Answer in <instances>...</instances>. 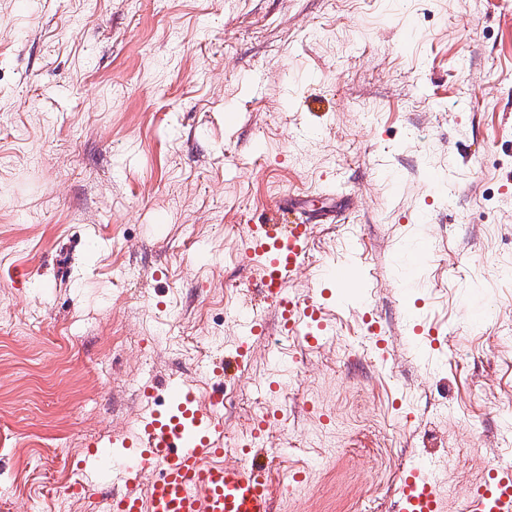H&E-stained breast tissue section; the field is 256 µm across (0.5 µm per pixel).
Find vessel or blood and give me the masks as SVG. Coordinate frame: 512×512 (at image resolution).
Wrapping results in <instances>:
<instances>
[{
    "mask_svg": "<svg viewBox=\"0 0 512 512\" xmlns=\"http://www.w3.org/2000/svg\"><path fill=\"white\" fill-rule=\"evenodd\" d=\"M310 225L282 223L268 218L250 227L248 252L258 268L259 305H247L240 321L245 338L267 335L260 306L274 309L281 329L316 349L335 328L322 315L317 300L302 301L288 286L307 255ZM352 259L323 266L320 279L328 285L347 281ZM148 402L141 433L132 451L111 456L108 448L92 445L90 468L81 491L95 488L111 477L118 490L113 512H272L269 472L263 451L243 449L237 464H224V423L215 408L224 402L223 390L213 393L211 404H199L185 378L165 380L161 392L147 390ZM150 469L154 477L140 486L138 475ZM398 512H441V503L428 471L408 472L401 488ZM465 512H512V469L494 472L467 501Z\"/></svg>",
    "mask_w": 512,
    "mask_h": 512,
    "instance_id": "obj_1",
    "label": "vessel or blood"
}]
</instances>
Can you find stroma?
<instances>
[{"label": "stroma", "instance_id": "stroma-1", "mask_svg": "<svg viewBox=\"0 0 512 512\" xmlns=\"http://www.w3.org/2000/svg\"><path fill=\"white\" fill-rule=\"evenodd\" d=\"M289 200L334 216L295 297L361 246L315 350L237 329L249 227ZM409 237L430 365L401 313ZM243 344L245 370L205 369ZM172 373L224 386L229 463L280 376L274 512H394L421 458L462 512L512 465V0H0V512H52Z\"/></svg>", "mask_w": 512, "mask_h": 512}]
</instances>
